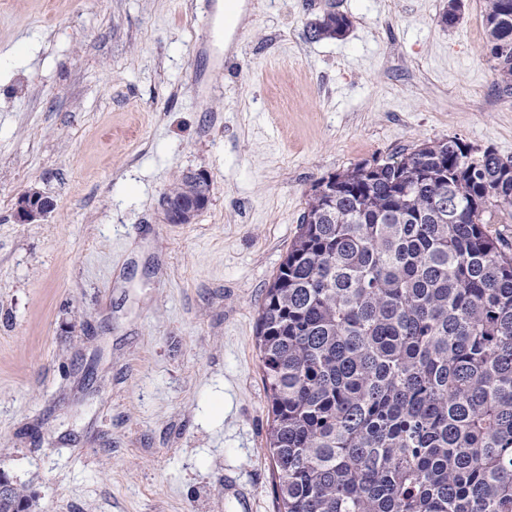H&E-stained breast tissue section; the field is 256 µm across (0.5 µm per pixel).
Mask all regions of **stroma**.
Listing matches in <instances>:
<instances>
[{"label": "stroma", "mask_w": 512, "mask_h": 512, "mask_svg": "<svg viewBox=\"0 0 512 512\" xmlns=\"http://www.w3.org/2000/svg\"><path fill=\"white\" fill-rule=\"evenodd\" d=\"M237 2L221 66L199 0H0V472L30 512H278L257 321L313 185L440 138L512 160L485 0ZM327 11L349 31L309 40ZM189 170L210 201L169 223ZM184 178L189 183L199 186L203 189V198L200 203H192L190 205H176V204H189L193 201H198L201 195L197 187L188 185L183 180L176 183L174 188L169 192L173 200L166 196L165 212L168 217L169 223L172 224H190L196 216L201 212L209 202L210 183L208 175L204 171H187ZM176 203V204H174ZM53 207V200L41 192H27L17 199L15 217L20 223H35L45 217Z\"/></svg>", "instance_id": "35a3bbf8"}]
</instances>
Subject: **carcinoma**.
<instances>
[{"instance_id":"carcinoma-1","label":"carcinoma","mask_w":512,"mask_h":512,"mask_svg":"<svg viewBox=\"0 0 512 512\" xmlns=\"http://www.w3.org/2000/svg\"><path fill=\"white\" fill-rule=\"evenodd\" d=\"M483 21L511 89L512 0ZM350 25L328 11L307 35ZM468 147L357 164L307 200L258 318L281 512H512V248L485 220L512 216V161Z\"/></svg>"}]
</instances>
